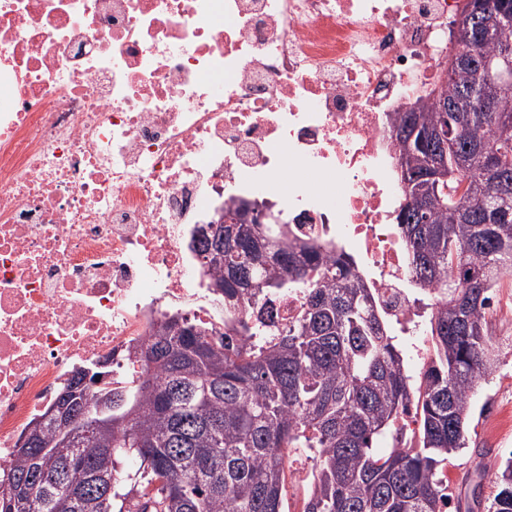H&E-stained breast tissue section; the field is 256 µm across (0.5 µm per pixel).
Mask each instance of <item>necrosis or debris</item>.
Instances as JSON below:
<instances>
[{
  "label": "necrosis or debris",
  "instance_id": "1",
  "mask_svg": "<svg viewBox=\"0 0 512 512\" xmlns=\"http://www.w3.org/2000/svg\"><path fill=\"white\" fill-rule=\"evenodd\" d=\"M465 0H0V460L80 364L167 313L223 327L192 249L234 201L350 256L428 364L391 117ZM308 223H298V216Z\"/></svg>",
  "mask_w": 512,
  "mask_h": 512
}]
</instances>
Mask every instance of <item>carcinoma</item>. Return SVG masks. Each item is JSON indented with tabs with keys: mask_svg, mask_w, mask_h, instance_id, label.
Wrapping results in <instances>:
<instances>
[{
	"mask_svg": "<svg viewBox=\"0 0 512 512\" xmlns=\"http://www.w3.org/2000/svg\"><path fill=\"white\" fill-rule=\"evenodd\" d=\"M487 36L460 53L512 60V0H483ZM450 111L430 104L397 112L403 199L395 221L410 254L412 281L439 298L427 321L433 355L418 379L407 374L394 336L351 257L298 245L288 220L224 215V254L198 239L210 283L224 285V329L170 316L136 350L140 373L113 388L88 387L70 427L40 423L39 445L0 465V512H283L290 453L314 451L302 512H446L439 477L468 441L479 381L496 372L499 346L488 328L493 293L512 278V112L489 111L501 94L475 70L442 73ZM498 153L490 168L477 145ZM448 179H424L431 168ZM304 289L300 315L278 330L273 297ZM112 402V425L93 427ZM414 410L417 437L395 443ZM393 443L388 450L374 444ZM83 448L91 478L72 480ZM134 465H128V462ZM492 512H512V453L493 473ZM24 482L32 495L15 500Z\"/></svg>",
	"mask_w": 512,
	"mask_h": 512,
	"instance_id": "cac0c4a2",
	"label": "carcinoma"
}]
</instances>
